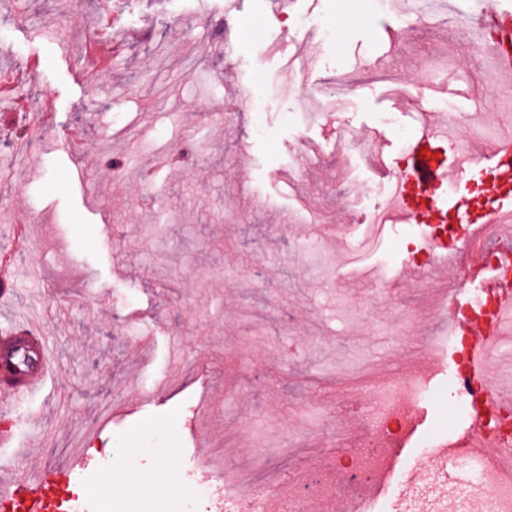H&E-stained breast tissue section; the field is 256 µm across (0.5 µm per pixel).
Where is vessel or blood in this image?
<instances>
[{"label": "vessel or blood", "instance_id": "b4317fda", "mask_svg": "<svg viewBox=\"0 0 512 512\" xmlns=\"http://www.w3.org/2000/svg\"><path fill=\"white\" fill-rule=\"evenodd\" d=\"M512 30V8L488 11L469 42L487 44L490 35ZM409 161L398 167L387 150H379L374 159L376 169L387 178L392 203L387 208L388 222L420 226L421 249L431 258L433 269H440L449 257L464 253L463 263L454 281V290L446 305L455 334L471 338L469 377L482 378L489 371L488 360L493 348L507 328L512 327V277L491 269L484 261L486 252L512 256V238L480 237L487 224L512 222V133L506 132L488 145L457 139L455 129L444 120L422 123L407 147ZM490 179L494 198L491 203L466 201L463 184ZM463 225L458 239H447L425 232L428 224ZM488 294L496 303L491 319L481 320L471 311L474 291ZM23 339L38 349L36 368L19 367L0 374V393L9 403L20 402L39 391L54 371V363L43 349L39 322L14 321L0 328V345ZM55 472L40 467L28 469L24 479L0 476V506L22 502L26 512H42L44 494L51 487Z\"/></svg>", "mask_w": 512, "mask_h": 512}]
</instances>
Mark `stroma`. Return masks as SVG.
Masks as SVG:
<instances>
[{
	"instance_id": "1",
	"label": "stroma",
	"mask_w": 512,
	"mask_h": 512,
	"mask_svg": "<svg viewBox=\"0 0 512 512\" xmlns=\"http://www.w3.org/2000/svg\"><path fill=\"white\" fill-rule=\"evenodd\" d=\"M398 10L112 0V37L126 51L101 71L84 57L98 0H0V67L54 114L47 124L38 110L0 105V236L23 224L30 238L24 251L0 247L16 276L6 309L40 321L56 367L39 393L0 407V430L17 435L0 469L56 471L55 501L89 504L126 484L117 512H169L184 500L178 485L206 486V458L236 463L260 486L334 477L336 433H358L370 405L357 391L363 376L421 356L436 292L396 269L414 228L364 227L381 178L361 154L337 155L333 129L347 124L400 158L397 127L423 114H454L459 138L491 142L512 112V85L459 49L455 28L409 29ZM308 20L325 40L308 39ZM384 25L395 29L392 73L369 79ZM301 39L314 58L302 79L285 66ZM310 91L336 100L313 123L300 107ZM75 126L83 138L63 143ZM301 164L306 178L288 187ZM255 197L267 211L252 209ZM400 309L409 324L396 322ZM422 366V400L399 442L414 466L428 454L424 437L445 445L469 432L465 416L425 412L448 393L447 352ZM205 397L222 409L202 432ZM119 442L180 455L94 481ZM425 488L423 499L375 496L374 512H455L459 493L439 473Z\"/></svg>"
}]
</instances>
